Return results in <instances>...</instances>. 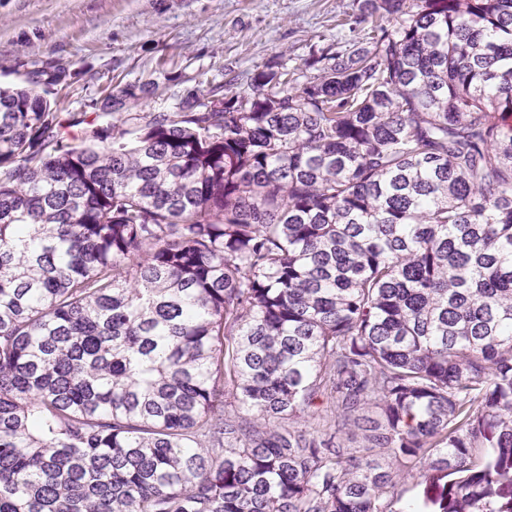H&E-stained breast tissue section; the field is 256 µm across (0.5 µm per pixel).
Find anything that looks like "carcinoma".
Segmentation results:
<instances>
[{
	"instance_id": "obj_1",
	"label": "carcinoma",
	"mask_w": 512,
	"mask_h": 512,
	"mask_svg": "<svg viewBox=\"0 0 512 512\" xmlns=\"http://www.w3.org/2000/svg\"><path fill=\"white\" fill-rule=\"evenodd\" d=\"M342 25L170 112L0 88V512H512V0Z\"/></svg>"
}]
</instances>
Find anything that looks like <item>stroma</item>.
Returning <instances> with one entry per match:
<instances>
[{
  "label": "stroma",
  "mask_w": 512,
  "mask_h": 512,
  "mask_svg": "<svg viewBox=\"0 0 512 512\" xmlns=\"http://www.w3.org/2000/svg\"><path fill=\"white\" fill-rule=\"evenodd\" d=\"M356 0H0V86L42 62L66 65L60 112L93 113L111 81L152 82L141 112L168 110L191 90L246 91L264 65L302 67L335 40Z\"/></svg>",
  "instance_id": "stroma-1"
}]
</instances>
